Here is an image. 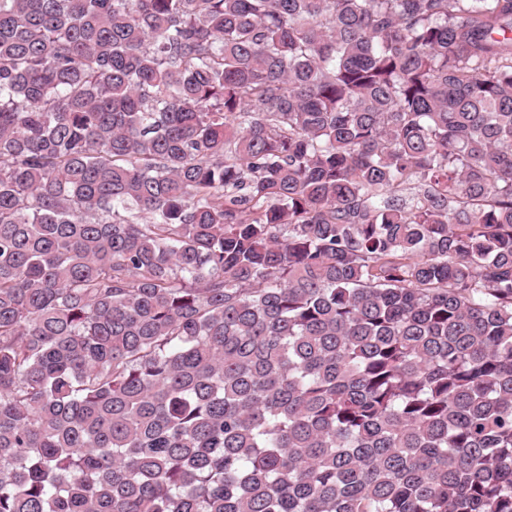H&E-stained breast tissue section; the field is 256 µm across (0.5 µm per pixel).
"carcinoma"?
Segmentation results:
<instances>
[{"mask_svg": "<svg viewBox=\"0 0 512 512\" xmlns=\"http://www.w3.org/2000/svg\"><path fill=\"white\" fill-rule=\"evenodd\" d=\"M0 512H512V0H0Z\"/></svg>", "mask_w": 512, "mask_h": 512, "instance_id": "carcinoma-1", "label": "carcinoma"}]
</instances>
